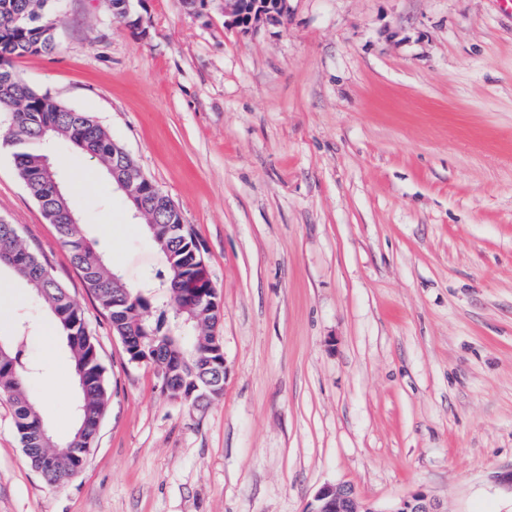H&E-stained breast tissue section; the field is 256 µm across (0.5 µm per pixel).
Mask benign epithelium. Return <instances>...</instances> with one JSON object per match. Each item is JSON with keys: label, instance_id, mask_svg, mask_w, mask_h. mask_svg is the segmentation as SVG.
Wrapping results in <instances>:
<instances>
[{"label": "benign epithelium", "instance_id": "benign-epithelium-1", "mask_svg": "<svg viewBox=\"0 0 512 512\" xmlns=\"http://www.w3.org/2000/svg\"><path fill=\"white\" fill-rule=\"evenodd\" d=\"M288 0H224L225 23L249 31L260 23L280 19L287 13ZM112 179L117 187L125 193L136 213L145 212L149 200H158L162 193L153 184L148 183L150 196H145L142 186L127 180L122 168L112 167ZM183 359L179 355L173 360L165 361L159 366V374L164 389L182 397L181 388L176 386L177 378L182 376ZM306 512H443L440 502L430 494L419 491L408 497L386 505L363 504L359 502L355 490L347 485H327L322 487L315 496L314 503Z\"/></svg>", "mask_w": 512, "mask_h": 512}]
</instances>
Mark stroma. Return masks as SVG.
<instances>
[{"label":"stroma","instance_id":"obj_1","mask_svg":"<svg viewBox=\"0 0 512 512\" xmlns=\"http://www.w3.org/2000/svg\"><path fill=\"white\" fill-rule=\"evenodd\" d=\"M55 50L14 60L91 113L203 246L222 304L224 392L173 398L108 313L0 144V218L85 312L111 397L82 472L48 482L0 396V512H306L326 485L385 505L512 512V12L498 0H50ZM82 230L131 287L165 268L142 220L67 142ZM0 336L57 440L79 393L55 322L0 272ZM57 380L45 399V378ZM288 0H225L227 25L249 31L260 23L280 19L287 13Z\"/></svg>","mask_w":512,"mask_h":512}]
</instances>
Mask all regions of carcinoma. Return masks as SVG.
<instances>
[{
  "mask_svg": "<svg viewBox=\"0 0 512 512\" xmlns=\"http://www.w3.org/2000/svg\"><path fill=\"white\" fill-rule=\"evenodd\" d=\"M47 0H0V112H9L12 122L3 136L13 148V158L19 177L29 194L41 208L44 217L55 225L58 240L65 247L99 305L113 313L115 333L119 336L135 329L144 335L142 350L164 343L180 350L187 358L184 370V392L195 383L214 378L209 371L199 372L212 358L213 338L207 332L212 318V295L208 285L199 288H170L163 303L171 306L187 328L176 327L167 335L158 325L144 318L148 300L141 290L126 283L112 282L115 272L102 257L94 242L88 239L78 224L59 223L63 211L75 212L67 193L42 174L41 157L49 140H65L78 151L104 167L121 163L136 173L139 166L126 154L103 128L94 123L87 112H78L40 94L23 84L9 69L17 57L50 53L55 49L52 25L45 13ZM174 205L167 200L149 205L145 228L153 242L164 253L166 271L157 273L167 284L179 280L185 284L199 274L202 256L191 233L169 232L170 224L179 223ZM13 257L15 265L8 267L24 281L39 302L58 323L80 387L76 408V426H86L87 434L96 433L109 399L105 369L99 362L96 339L84 311L71 299L67 289L56 279L49 263L31 250L20 237L16 225L0 220V258ZM125 306L112 309V301ZM0 356V395L8 396L14 406V427L27 460L48 480L57 481V474L81 466L82 456L73 450L75 437L64 443L54 440L41 422L35 400L25 387L28 365L25 361L23 337L3 340ZM42 448L52 449L54 465L44 467Z\"/></svg>",
  "mask_w": 512,
  "mask_h": 512,
  "instance_id": "carcinoma-1",
  "label": "carcinoma"
}]
</instances>
